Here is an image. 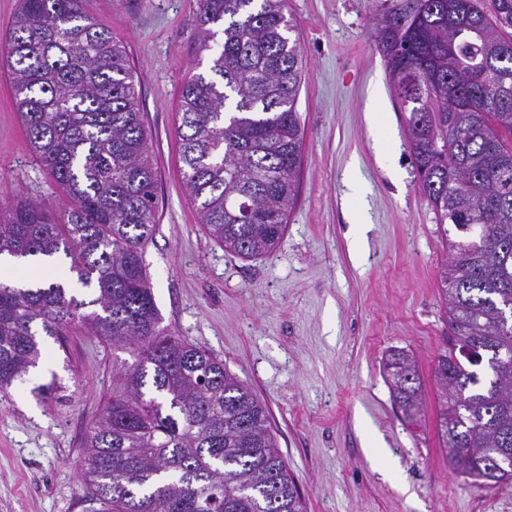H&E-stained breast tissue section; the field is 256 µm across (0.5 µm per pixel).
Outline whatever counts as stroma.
I'll list each match as a JSON object with an SVG mask.
<instances>
[{
  "label": "stroma",
  "mask_w": 512,
  "mask_h": 512,
  "mask_svg": "<svg viewBox=\"0 0 512 512\" xmlns=\"http://www.w3.org/2000/svg\"><path fill=\"white\" fill-rule=\"evenodd\" d=\"M401 0H288L304 53L296 103L303 165L288 230L269 256L245 261L204 233L182 187L177 113L191 69L208 72L198 0H86L129 46L160 172L158 231L144 260L163 319L220 354L268 405L279 450L308 512H512V484L475 485L440 445L434 377L448 324L439 272L446 247L419 187L376 21ZM382 115L374 129L370 113ZM392 166H382L381 153ZM358 174L364 190L346 194ZM59 202L34 160L0 59V203L19 194ZM367 221L356 224L353 211ZM36 383L0 399V512H87L82 435L112 386V351L46 339ZM412 355L424 414L406 423L383 364Z\"/></svg>",
  "instance_id": "obj_1"
}]
</instances>
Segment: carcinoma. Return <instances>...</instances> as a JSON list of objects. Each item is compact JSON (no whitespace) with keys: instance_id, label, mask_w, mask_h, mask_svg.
<instances>
[{"instance_id":"obj_1","label":"carcinoma","mask_w":512,"mask_h":512,"mask_svg":"<svg viewBox=\"0 0 512 512\" xmlns=\"http://www.w3.org/2000/svg\"><path fill=\"white\" fill-rule=\"evenodd\" d=\"M403 0L377 23L422 190L447 247L448 351L435 368L451 469L512 481V0ZM85 0H18L5 42L26 143L66 198L0 204V256L69 261L68 279L0 282V394L78 331L112 348V392L82 437L91 512H307L269 410L224 360L162 325L143 253L158 169L125 44ZM208 73L184 83L182 182L205 234L243 260L282 242L302 166L303 52L288 0H199ZM128 353L122 358L118 352ZM415 423L422 379L386 362Z\"/></svg>"}]
</instances>
